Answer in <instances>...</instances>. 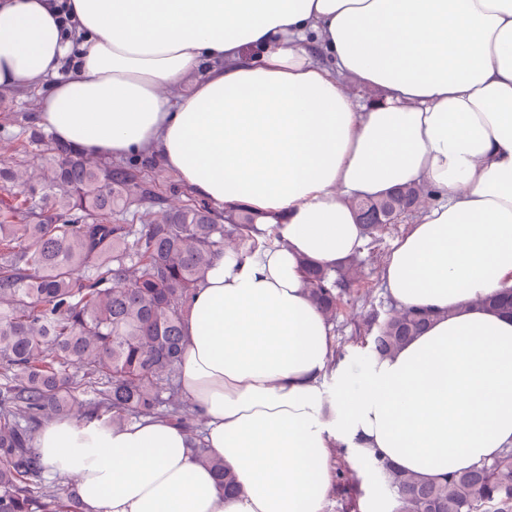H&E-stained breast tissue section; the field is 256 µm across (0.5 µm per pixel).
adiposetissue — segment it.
I'll list each match as a JSON object with an SVG mask.
<instances>
[{"mask_svg": "<svg viewBox=\"0 0 512 512\" xmlns=\"http://www.w3.org/2000/svg\"><path fill=\"white\" fill-rule=\"evenodd\" d=\"M1 89L278 239L217 259L184 318L182 386L237 494L171 422L59 419L35 447L82 512H323L333 449L435 480L512 445V317L484 305L512 288V0H0ZM422 183L381 278L434 317L352 382L302 267L362 246L350 199Z\"/></svg>", "mask_w": 512, "mask_h": 512, "instance_id": "adipose-tissue-1", "label": "adipose tissue"}]
</instances>
